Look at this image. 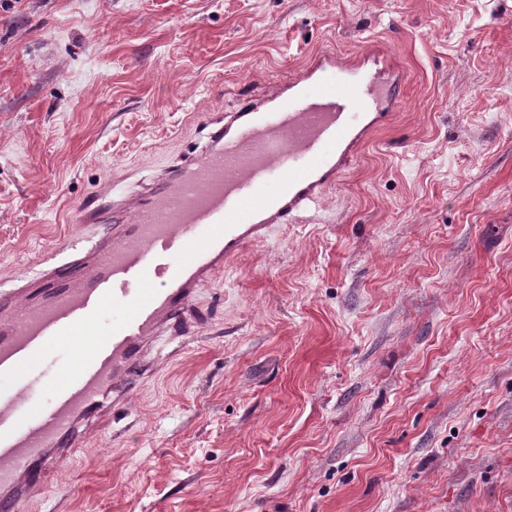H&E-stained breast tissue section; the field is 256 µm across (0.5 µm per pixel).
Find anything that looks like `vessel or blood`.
Here are the masks:
<instances>
[{
    "mask_svg": "<svg viewBox=\"0 0 512 512\" xmlns=\"http://www.w3.org/2000/svg\"><path fill=\"white\" fill-rule=\"evenodd\" d=\"M400 86L386 69L316 55L262 96L209 114L205 146L137 194L102 182L74 213L92 237L0 289V512H29L105 418L131 405L156 341L193 334L197 297L225 265L317 209L392 118ZM60 349L67 363L50 368ZM39 389L46 397L31 405Z\"/></svg>",
    "mask_w": 512,
    "mask_h": 512,
    "instance_id": "vessel-or-blood-1",
    "label": "vessel or blood"
}]
</instances>
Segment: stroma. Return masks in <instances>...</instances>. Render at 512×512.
<instances>
[{
    "mask_svg": "<svg viewBox=\"0 0 512 512\" xmlns=\"http://www.w3.org/2000/svg\"><path fill=\"white\" fill-rule=\"evenodd\" d=\"M369 50L405 78L391 121L200 292L34 512H512V0L0 8V275L208 112Z\"/></svg>",
    "mask_w": 512,
    "mask_h": 512,
    "instance_id": "35a3bbf8",
    "label": "stroma"
}]
</instances>
